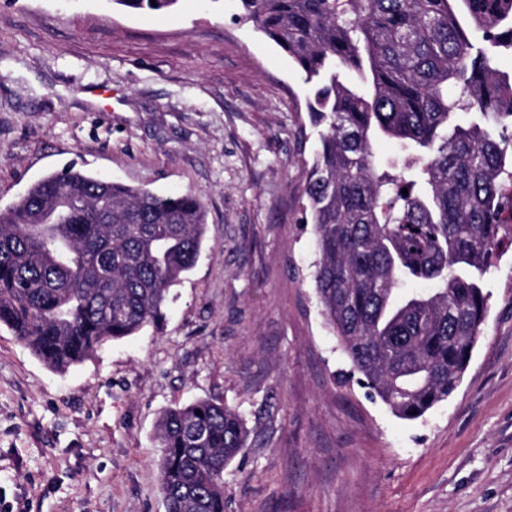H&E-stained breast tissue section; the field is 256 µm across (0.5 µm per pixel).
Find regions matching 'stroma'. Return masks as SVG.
<instances>
[{
  "mask_svg": "<svg viewBox=\"0 0 512 512\" xmlns=\"http://www.w3.org/2000/svg\"><path fill=\"white\" fill-rule=\"evenodd\" d=\"M236 11L0 0V210L73 164L200 196L208 222L160 325L67 372L0 326V512H165L155 429L199 399L249 430L225 512H512V246L448 400L405 420L371 398L321 314L301 221L311 90Z\"/></svg>",
  "mask_w": 512,
  "mask_h": 512,
  "instance_id": "1",
  "label": "stroma"
}]
</instances>
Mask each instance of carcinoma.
<instances>
[{
    "instance_id": "carcinoma-1",
    "label": "carcinoma",
    "mask_w": 512,
    "mask_h": 512,
    "mask_svg": "<svg viewBox=\"0 0 512 512\" xmlns=\"http://www.w3.org/2000/svg\"><path fill=\"white\" fill-rule=\"evenodd\" d=\"M113 2L168 13L179 0ZM237 2L314 86L323 130L303 210L322 313L371 392L417 419L457 387L486 318L482 279L512 243V78L496 65L512 0ZM379 137L410 156L404 172L376 158ZM206 236L197 195L49 174L0 210V325L64 372L158 323ZM414 280L434 288L401 292ZM156 440L166 512H224L242 417L198 400L163 411Z\"/></svg>"
}]
</instances>
